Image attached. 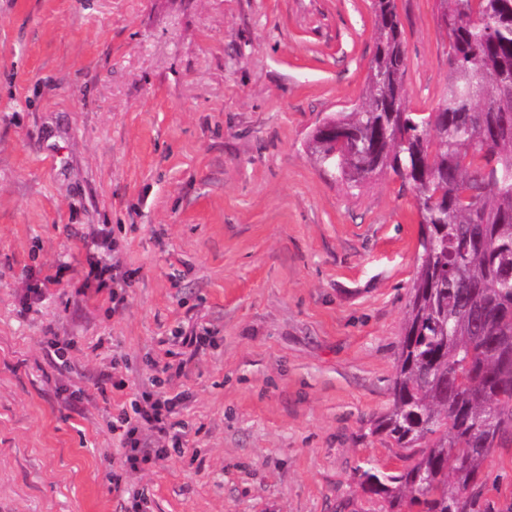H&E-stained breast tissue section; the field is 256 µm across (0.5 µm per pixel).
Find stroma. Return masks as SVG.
Wrapping results in <instances>:
<instances>
[{
	"label": "stroma",
	"instance_id": "obj_1",
	"mask_svg": "<svg viewBox=\"0 0 512 512\" xmlns=\"http://www.w3.org/2000/svg\"><path fill=\"white\" fill-rule=\"evenodd\" d=\"M395 4L427 112L448 32ZM375 31L372 0H0V512H384L354 471L406 465L373 426L420 226L400 179L350 192L307 147L360 103ZM94 244L124 301L83 288ZM176 354L184 451L114 488L117 416ZM483 471L512 501V448Z\"/></svg>",
	"mask_w": 512,
	"mask_h": 512
}]
</instances>
